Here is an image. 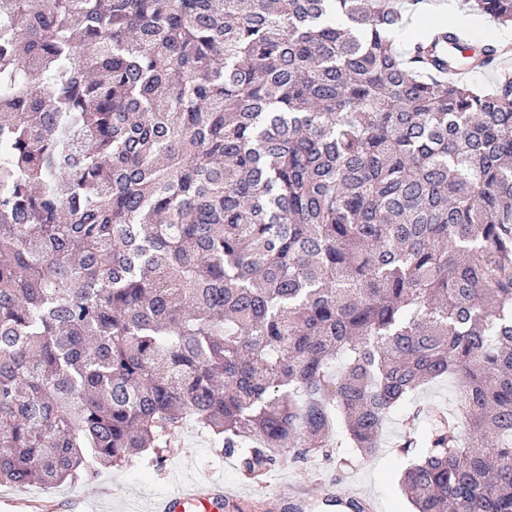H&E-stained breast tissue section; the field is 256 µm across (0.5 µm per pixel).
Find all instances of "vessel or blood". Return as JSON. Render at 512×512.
Returning a JSON list of instances; mask_svg holds the SVG:
<instances>
[{
    "label": "vessel or blood",
    "mask_w": 512,
    "mask_h": 512,
    "mask_svg": "<svg viewBox=\"0 0 512 512\" xmlns=\"http://www.w3.org/2000/svg\"><path fill=\"white\" fill-rule=\"evenodd\" d=\"M261 499L275 506L290 505L294 512H309L316 505L325 512H352L353 501L352 496L340 494L332 484L323 485L316 494H309L301 480L262 494ZM245 501V496L226 491L219 481L189 479L150 503L149 512H238Z\"/></svg>",
    "instance_id": "vessel-or-blood-1"
}]
</instances>
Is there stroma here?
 I'll return each instance as SVG.
<instances>
[{
  "mask_svg": "<svg viewBox=\"0 0 512 512\" xmlns=\"http://www.w3.org/2000/svg\"><path fill=\"white\" fill-rule=\"evenodd\" d=\"M406 430L400 418L385 428L381 451L369 458L356 457L348 464H324L312 459L289 464L281 461L266 474L249 476L240 460L241 452L227 453L213 440L186 424L175 447L165 449L163 464H156L152 453L99 471L94 477L62 485L32 484L25 487L0 485V512H8L10 502L24 496L54 504V512H146L150 499L171 489L188 477L217 478L236 492L261 493L279 480H304L310 491L331 480L369 497L376 512H409L410 505L400 490L399 480L413 463L414 456L399 447Z\"/></svg>",
  "mask_w": 512,
  "mask_h": 512,
  "instance_id": "1",
  "label": "stroma"
}]
</instances>
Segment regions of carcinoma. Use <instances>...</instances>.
<instances>
[{
	"instance_id": "cac0c4a2",
	"label": "carcinoma",
	"mask_w": 512,
	"mask_h": 512,
	"mask_svg": "<svg viewBox=\"0 0 512 512\" xmlns=\"http://www.w3.org/2000/svg\"><path fill=\"white\" fill-rule=\"evenodd\" d=\"M421 0H0V482L186 420L261 474L406 433L412 512H512V74ZM512 25V0H462ZM460 381L456 378H448L427 385L419 395L421 405L432 406L451 413L458 392Z\"/></svg>"
}]
</instances>
